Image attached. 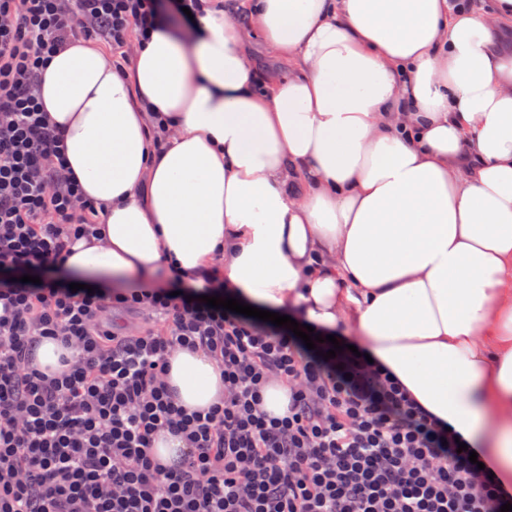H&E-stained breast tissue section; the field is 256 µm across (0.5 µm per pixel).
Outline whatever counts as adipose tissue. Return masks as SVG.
<instances>
[{
	"instance_id": "ef3b65f1",
	"label": "adipose tissue",
	"mask_w": 512,
	"mask_h": 512,
	"mask_svg": "<svg viewBox=\"0 0 512 512\" xmlns=\"http://www.w3.org/2000/svg\"><path fill=\"white\" fill-rule=\"evenodd\" d=\"M249 20L288 73L211 0L127 69L85 40L48 61L39 99L101 223L65 272L216 274L350 327L512 482V0H250ZM170 384L189 409L224 396L200 352ZM252 52L254 62L261 71L282 70L285 63L272 54L268 47L259 38L253 39Z\"/></svg>"
}]
</instances>
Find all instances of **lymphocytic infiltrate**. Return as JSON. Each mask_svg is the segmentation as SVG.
<instances>
[{"instance_id":"f902f5d3","label":"lymphocytic infiltrate","mask_w":512,"mask_h":512,"mask_svg":"<svg viewBox=\"0 0 512 512\" xmlns=\"http://www.w3.org/2000/svg\"><path fill=\"white\" fill-rule=\"evenodd\" d=\"M159 0H0V512H500L512 489L459 451L449 429L377 362L205 299L171 274L126 289L70 290L57 279L72 244L99 232L65 165L38 85L45 62L80 37L145 39ZM30 270L40 283L23 282ZM115 310L156 331L118 335ZM59 369L40 367L43 341ZM203 352L222 401L190 411L168 382L177 350ZM288 388L285 415L263 406ZM182 446L159 458L162 440ZM108 325L116 333H123L130 329L151 328L157 330L159 328L152 317L145 313H127L124 311H116L108 315Z\"/></svg>"}]
</instances>
